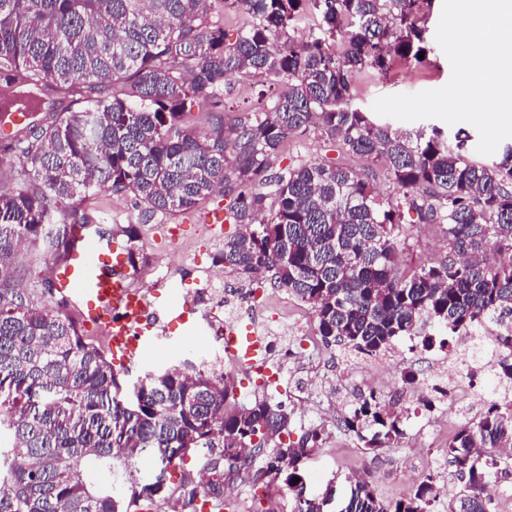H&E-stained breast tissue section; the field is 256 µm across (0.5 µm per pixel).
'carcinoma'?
<instances>
[{"label": "carcinoma", "mask_w": 512, "mask_h": 512, "mask_svg": "<svg viewBox=\"0 0 512 512\" xmlns=\"http://www.w3.org/2000/svg\"><path fill=\"white\" fill-rule=\"evenodd\" d=\"M245 15L230 38L214 2ZM424 0H0V82L32 97L49 78L62 98L38 99L8 141L21 170L0 183V512H131L152 505L176 464L216 454L227 474L288 485L294 512H432L435 471L409 495L383 501L366 478L347 476L309 495L303 467L322 430L293 441L282 403L239 404L234 383L193 366L148 372L121 395L107 354L82 323L35 299L14 275L19 248L57 262L92 222L99 191L133 194L151 218L229 197L219 262L310 307L317 336L346 355L381 357L404 336L497 358V391L512 390V147L489 163L432 126L404 134L351 105L354 75L421 64L431 47ZM236 77L277 86L243 115L224 87ZM71 97L80 108L64 105ZM211 121L191 128L194 106ZM318 133L338 159L271 171L288 142ZM364 161L357 170L344 163ZM396 186L384 196L377 180ZM442 228L437 261L402 264L404 211ZM342 405L337 426L370 450L405 437L395 403L373 393ZM461 490L444 512H497L512 473V402L466 417L446 444ZM118 488L100 473L133 475ZM299 482H294V479Z\"/></svg>", "instance_id": "carcinoma-1"}]
</instances>
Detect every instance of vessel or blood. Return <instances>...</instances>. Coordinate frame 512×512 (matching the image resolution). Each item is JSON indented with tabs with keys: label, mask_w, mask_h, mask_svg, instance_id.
Wrapping results in <instances>:
<instances>
[{
	"label": "vessel or blood",
	"mask_w": 512,
	"mask_h": 512,
	"mask_svg": "<svg viewBox=\"0 0 512 512\" xmlns=\"http://www.w3.org/2000/svg\"><path fill=\"white\" fill-rule=\"evenodd\" d=\"M55 288L79 309L87 325L107 330L112 359L127 363L139 359L156 345L161 316L175 312V300L149 303L129 288L125 254L112 241L83 237L53 269Z\"/></svg>",
	"instance_id": "b4317fda"
}]
</instances>
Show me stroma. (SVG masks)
<instances>
[{
  "instance_id": "35a3bbf8",
  "label": "stroma",
  "mask_w": 512,
  "mask_h": 512,
  "mask_svg": "<svg viewBox=\"0 0 512 512\" xmlns=\"http://www.w3.org/2000/svg\"><path fill=\"white\" fill-rule=\"evenodd\" d=\"M451 74L448 58L436 46L419 66L398 63L386 74L370 70L357 74L352 104L368 112L377 98L435 90L445 86ZM225 205L223 196L216 194L200 209L158 215L146 222L141 217L140 205L129 194L103 191L91 204L93 223L87 227V234L111 231L116 242L122 244L126 241L122 227L132 224L138 230L136 263L127 269L129 283L140 287L151 302L158 294L157 283L172 285L179 291L180 303L185 304L202 331L198 342L193 344L179 321L162 318L156 349L138 365L119 367L123 389H131L146 372L171 366L190 364L208 372H224V341L211 325L210 309L218 303H235L252 289L247 278L218 263L217 257L224 247L223 235H216L202 220L205 212L224 209ZM161 223L174 233L172 239L163 243L156 240V227ZM443 357L440 349H414L408 340H400L394 351L382 360L380 376L388 388V399H404L406 388L401 381L404 368H412L425 378ZM363 364L360 358L346 359L335 347L310 358L288 362L289 385L306 386L308 378L315 376L323 381L321 389L313 391L306 407L292 402L286 405L294 433L316 425L324 428L323 447L304 465L305 473L312 479V489L324 487L333 477L365 470L372 476L377 493L394 499L409 493L430 471L438 470L450 476L452 467L443 448L460 418L447 409L429 412L417 408L405 425L406 436L400 446L376 453L363 448L353 434L337 428L331 406L357 391ZM448 487L452 490L457 487L456 479L451 476ZM235 489L232 498L235 512H289L288 502L279 498L280 487L253 489L239 482Z\"/></svg>"
}]
</instances>
